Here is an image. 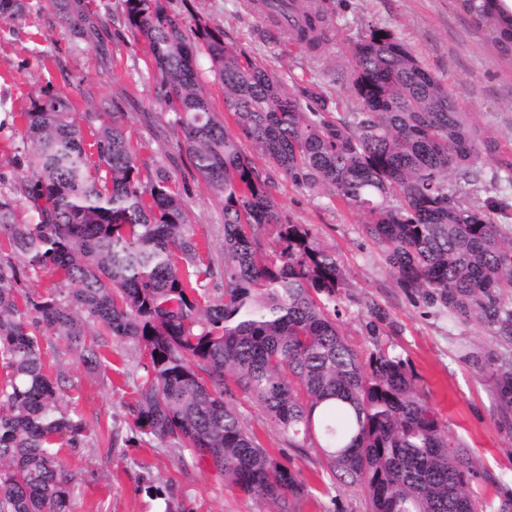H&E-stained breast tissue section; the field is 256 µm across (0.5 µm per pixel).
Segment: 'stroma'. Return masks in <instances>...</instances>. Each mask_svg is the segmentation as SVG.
Masks as SVG:
<instances>
[{"label":"stroma","instance_id":"obj_1","mask_svg":"<svg viewBox=\"0 0 512 512\" xmlns=\"http://www.w3.org/2000/svg\"><path fill=\"white\" fill-rule=\"evenodd\" d=\"M95 32L75 39L58 24L49 0H27L25 19L0 26V190L10 191L21 174L14 159L22 148L11 115L27 109L46 86L68 87L79 110L125 113L140 160L163 161L178 171L196 241L211 256H224V210L191 168L171 116L153 101V80L144 47L120 20L121 0H85ZM169 12L217 25L226 42L277 74L287 87L320 83L339 111L355 107L350 90L348 47L361 27L393 31L456 94L479 140L497 145L481 153L485 169L512 166V60L503 58L476 29L457 0H326L333 17L330 54L321 62L246 9L243 0H166ZM273 195L284 216L306 224L321 246L335 253L350 288L340 320L349 345L361 356L383 350L399 356L416 375L449 437L469 448L480 475L475 487L494 497L512 487V428L497 409L495 380L479 358L512 355V336L478 322L449 321L399 288L378 246L362 232L364 213L332 202L323 192L273 175ZM388 320L371 333V308ZM44 358L68 410L91 426L88 447H61L58 458L76 476L73 512H272L267 502L229 484L209 461L187 448L172 449L155 438L114 448L110 434L132 433L128 406L148 362L129 341L106 338L107 360L86 369L59 337L41 338ZM237 410L259 443L296 473L305 486L301 512H368L361 486L337 479L314 448H292L261 409L238 397Z\"/></svg>","mask_w":512,"mask_h":512}]
</instances>
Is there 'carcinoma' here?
<instances>
[{
  "instance_id": "cac0c4a2",
  "label": "carcinoma",
  "mask_w": 512,
  "mask_h": 512,
  "mask_svg": "<svg viewBox=\"0 0 512 512\" xmlns=\"http://www.w3.org/2000/svg\"><path fill=\"white\" fill-rule=\"evenodd\" d=\"M512 56V11L502 0H459ZM54 18L84 36L81 0H51ZM26 0H0L16 23ZM289 35L313 62L327 54L332 20L317 4ZM143 42L154 100L173 114L180 149L224 209V262L203 256L178 175L165 163L142 176L119 112H79L63 88H46L20 113L25 174L0 192V512H72L75 476L55 445L89 443L90 424L60 404L38 332L65 340L86 365L101 364L90 328L148 355L130 407L136 433L192 448L244 493L300 512L304 488L254 440L235 407L253 400L295 448H316L332 474L365 487L370 512H512V489L487 500L469 450L448 437L416 376L384 351L364 359L345 339L348 283L336 255L273 201L270 170L329 193L367 215L363 231L399 287L459 324L512 335V233L505 200H480L501 180L476 166L468 113L441 79L386 28L367 26L349 48L358 102L333 113L324 88L290 92L278 76L224 42L207 23L188 25L162 0H123ZM224 94L214 110L198 55ZM92 140H84L81 123ZM250 142L270 165L259 170ZM27 209L33 219L18 220ZM276 228V244L264 236ZM52 269L58 295L24 291L28 270ZM498 407L512 422V359L489 358Z\"/></svg>"
}]
</instances>
